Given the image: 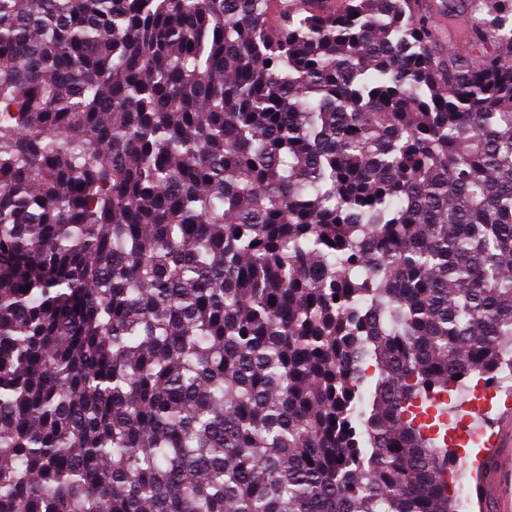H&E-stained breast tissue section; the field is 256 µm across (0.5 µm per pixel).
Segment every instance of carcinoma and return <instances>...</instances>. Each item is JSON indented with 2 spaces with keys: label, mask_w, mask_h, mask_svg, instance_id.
Instances as JSON below:
<instances>
[{
  "label": "carcinoma",
  "mask_w": 512,
  "mask_h": 512,
  "mask_svg": "<svg viewBox=\"0 0 512 512\" xmlns=\"http://www.w3.org/2000/svg\"><path fill=\"white\" fill-rule=\"evenodd\" d=\"M441 12L474 54L422 0H0V512H456L413 407L512 370V0Z\"/></svg>",
  "instance_id": "carcinoma-1"
}]
</instances>
